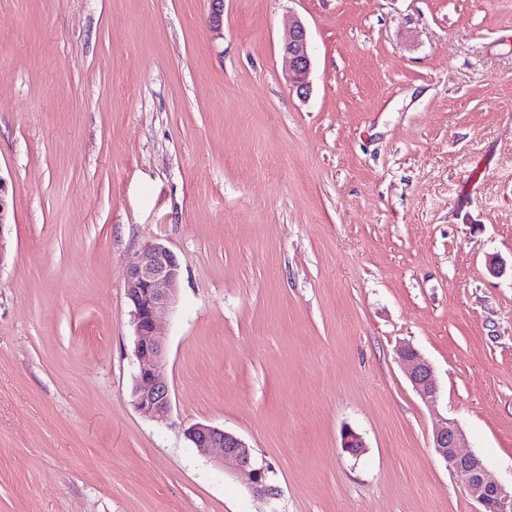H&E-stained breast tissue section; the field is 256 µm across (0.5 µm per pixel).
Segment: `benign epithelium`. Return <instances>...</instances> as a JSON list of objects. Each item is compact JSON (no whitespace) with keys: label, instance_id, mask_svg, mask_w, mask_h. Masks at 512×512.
<instances>
[{"label":"benign epithelium","instance_id":"obj_1","mask_svg":"<svg viewBox=\"0 0 512 512\" xmlns=\"http://www.w3.org/2000/svg\"><path fill=\"white\" fill-rule=\"evenodd\" d=\"M282 51L289 63V85L301 95L307 93L312 60L307 30L302 22L297 21L288 29ZM9 208L7 184L0 177V263L5 256L4 230ZM179 281L180 264L176 255L159 242L145 245L137 262L124 275V290L134 328V355L138 362L133 401L138 410L157 420L166 419L172 410L165 375L166 341L159 332V325L176 305ZM398 355L415 391L426 400H436L439 388L432 365L409 345L401 346ZM186 437L202 457L247 475L253 496L266 499L277 495V488L269 481L268 468L255 463L250 446L237 435L196 423L186 430ZM462 441V430L450 421L433 432V448L463 479L467 491L481 506L479 512H512V487L494 478L476 455L461 453ZM364 447L359 434L352 430L343 432L342 448L346 452L357 456Z\"/></svg>","mask_w":512,"mask_h":512}]
</instances>
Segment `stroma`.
<instances>
[{
  "instance_id": "35a3bbf8",
  "label": "stroma",
  "mask_w": 512,
  "mask_h": 512,
  "mask_svg": "<svg viewBox=\"0 0 512 512\" xmlns=\"http://www.w3.org/2000/svg\"><path fill=\"white\" fill-rule=\"evenodd\" d=\"M0 177V512H476L447 420L512 482V0H224L218 30L209 0H0ZM150 242L181 266L162 422L131 396ZM282 51L288 59V83L300 95L307 94V77L311 70L312 60L306 27L296 21L283 38ZM398 355L415 391L426 400H436L439 388L432 365L410 345L401 346ZM186 437L202 457L247 475L254 497L266 499L277 495V488L269 481L268 468L257 466L250 446L237 435L212 425L196 423L186 430Z\"/></svg>"
}]
</instances>
